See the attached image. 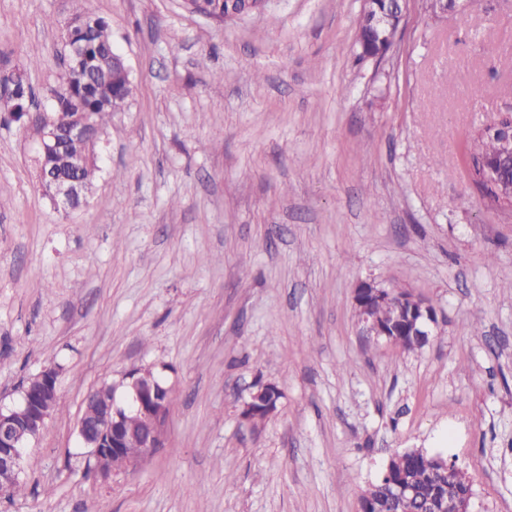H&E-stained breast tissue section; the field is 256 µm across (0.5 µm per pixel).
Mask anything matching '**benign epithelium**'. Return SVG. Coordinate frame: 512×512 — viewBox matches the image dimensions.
Masks as SVG:
<instances>
[{
    "label": "benign epithelium",
    "instance_id": "1",
    "mask_svg": "<svg viewBox=\"0 0 512 512\" xmlns=\"http://www.w3.org/2000/svg\"><path fill=\"white\" fill-rule=\"evenodd\" d=\"M388 2L390 8L383 10L379 7L378 0H363L361 22L381 28L398 26L403 19L407 0ZM73 25L71 20L66 23L64 42L68 49V64L78 66L84 55L82 45L74 41L71 34ZM11 118L23 125L37 128L39 153L43 159L59 149L62 142L84 139L93 132L92 123L87 118L65 130L55 127L45 112H15ZM465 164L468 175L474 181L477 180L476 170L480 168L484 169L486 178L495 177L493 166L476 158L469 150L465 152ZM39 180L40 186L53 204L64 211L77 208L85 198L82 184L75 177H60L42 166L39 168ZM368 292L380 303L391 290L375 281H362L356 285L354 304L363 335L375 340L400 343L396 337L386 334L371 315V307L365 302ZM400 299L403 305L418 313L410 333L413 347L422 348L428 345L433 327L437 324L436 310L405 290L401 291ZM125 379L128 392L124 395L123 402L117 400L118 386L104 385L87 399V404L96 409L95 425L88 426L84 415L78 421V434L84 447L90 449L91 456L96 461V473L103 478L112 472V454L120 452L121 446L127 441L135 442L142 449L139 456L128 460V468H133L147 459L155 449L164 447L166 442L170 408L165 400L159 398L162 387L149 370L134 369L126 374ZM270 387L272 383L266 381L252 383L247 397L241 402L240 416L243 420L251 422L258 418L257 404ZM58 399L57 374L54 369L49 368L28 380L17 407L7 410L0 408L1 496L6 494L8 485L16 481L23 470L25 447L16 443V428L22 423L30 437H37Z\"/></svg>",
    "mask_w": 512,
    "mask_h": 512
}]
</instances>
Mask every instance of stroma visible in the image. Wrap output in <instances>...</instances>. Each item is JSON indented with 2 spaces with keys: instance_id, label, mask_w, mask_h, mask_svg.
I'll list each match as a JSON object with an SVG mask.
<instances>
[{
  "instance_id": "obj_1",
  "label": "stroma",
  "mask_w": 512,
  "mask_h": 512,
  "mask_svg": "<svg viewBox=\"0 0 512 512\" xmlns=\"http://www.w3.org/2000/svg\"><path fill=\"white\" fill-rule=\"evenodd\" d=\"M361 11L0 0V77L28 70L33 110L53 105L78 13L105 18L133 81L66 213L32 131L0 118V407L47 367L62 402L0 512H360L412 448L463 469L471 512H512V213L462 161L512 102V0H409L380 59L357 57ZM369 279L430 302L436 338L362 336ZM140 367L174 394L167 444L100 478L85 399ZM258 377L282 397L255 426L240 404Z\"/></svg>"
}]
</instances>
